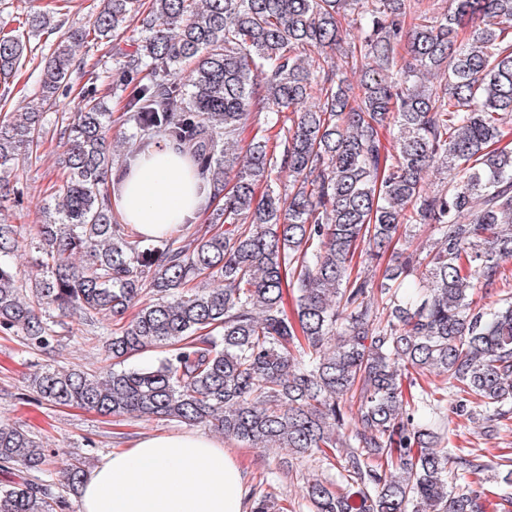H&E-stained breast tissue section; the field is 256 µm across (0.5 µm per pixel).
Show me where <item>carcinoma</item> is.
Listing matches in <instances>:
<instances>
[{
  "mask_svg": "<svg viewBox=\"0 0 512 512\" xmlns=\"http://www.w3.org/2000/svg\"><path fill=\"white\" fill-rule=\"evenodd\" d=\"M136 18L140 36L112 74L115 88H131V157L165 138L224 206L205 227L142 239L102 192L113 164L105 101L87 94L61 116L68 176L56 217L34 227L35 286L14 267L17 227L0 222V332L51 354L67 337L46 313L108 320L112 364L96 374L42 365L30 393L105 417L208 423L227 439L286 450L281 470L332 454L339 478L305 486L314 512H486L470 477L493 466L512 506V459L492 465L450 447L442 415L451 383L458 412H483L485 435L512 418V301L480 303L512 260V145L501 144L512 0H448L437 14L423 0H104L91 27L68 29L33 12L29 34L59 37L25 111L0 120L1 198L48 134L44 113L76 49ZM328 51L344 65L308 107L311 53ZM30 52L25 36L1 37L0 80L26 68ZM287 109L296 119L279 152L257 139L237 155L242 124ZM281 173L284 194L272 178ZM413 224L430 226V248L405 253L379 281L352 274L355 254L381 259ZM198 279L214 286L189 287ZM47 465L40 438L0 422V473H33L0 485V512H62ZM84 477L68 465L70 491ZM280 509L261 494L252 512Z\"/></svg>",
  "mask_w": 512,
  "mask_h": 512,
  "instance_id": "carcinoma-1",
  "label": "carcinoma"
}]
</instances>
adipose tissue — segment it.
I'll list each match as a JSON object with an SVG mask.
<instances>
[{"mask_svg":"<svg viewBox=\"0 0 512 512\" xmlns=\"http://www.w3.org/2000/svg\"><path fill=\"white\" fill-rule=\"evenodd\" d=\"M112 195L122 223L154 238L198 222L207 192L189 158L155 144L119 172ZM83 512H247L241 469L203 434L151 435L106 456L81 486Z\"/></svg>","mask_w":512,"mask_h":512,"instance_id":"ef3b65f1","label":"adipose tissue"}]
</instances>
